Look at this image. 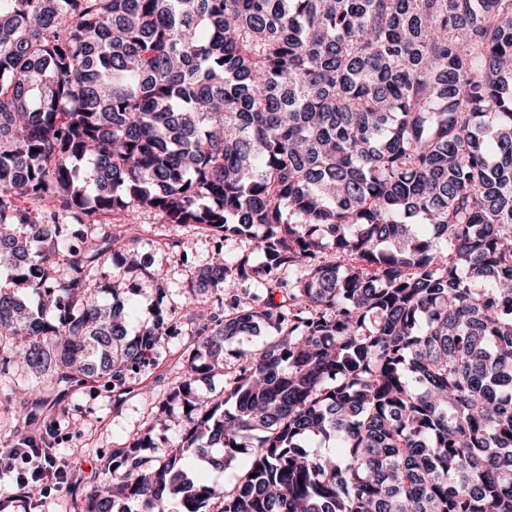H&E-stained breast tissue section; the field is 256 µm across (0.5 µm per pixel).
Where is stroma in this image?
I'll list each match as a JSON object with an SVG mask.
<instances>
[{
  "instance_id": "1",
  "label": "stroma",
  "mask_w": 512,
  "mask_h": 512,
  "mask_svg": "<svg viewBox=\"0 0 512 512\" xmlns=\"http://www.w3.org/2000/svg\"><path fill=\"white\" fill-rule=\"evenodd\" d=\"M86 221L108 225L111 232L130 240L137 259L160 271L167 300L177 309L183 333L163 340L154 363L131 379L124 390L107 393L89 384L53 400L48 414H30L22 427L35 437L53 430L59 455L66 463L67 481L52 488L39 503L31 504L29 512H81L84 490L101 480L100 460L147 425L153 406L183 373L184 354L194 341V309L216 304L221 297L217 289L197 293L190 280L191 272L202 268L211 257L214 242L210 236L189 227L160 223L154 213L143 210L117 218L92 212ZM171 240L180 241L179 250L167 249ZM33 382V375L20 366L0 375V442L13 439L21 427L8 397Z\"/></svg>"
}]
</instances>
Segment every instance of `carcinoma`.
<instances>
[{
	"label": "carcinoma",
	"mask_w": 512,
	"mask_h": 512,
	"mask_svg": "<svg viewBox=\"0 0 512 512\" xmlns=\"http://www.w3.org/2000/svg\"><path fill=\"white\" fill-rule=\"evenodd\" d=\"M90 208L198 226L225 297L159 401L181 441L112 449L85 512H512V0H0V374L36 396L121 389L182 332L158 305L127 335L141 289L91 267L129 243Z\"/></svg>",
	"instance_id": "1"
}]
</instances>
